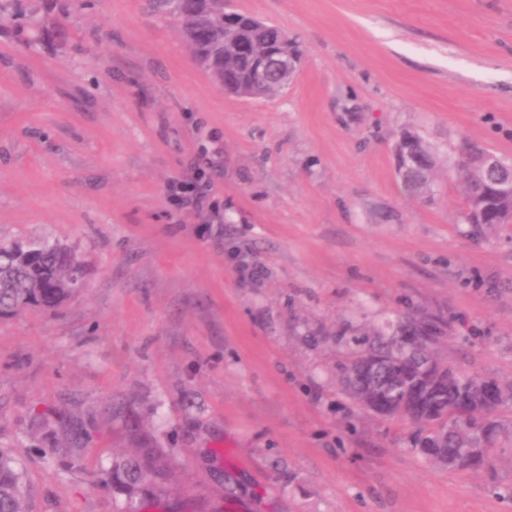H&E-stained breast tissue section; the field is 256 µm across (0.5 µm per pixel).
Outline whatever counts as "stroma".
I'll use <instances>...</instances> for the list:
<instances>
[{
	"instance_id": "1",
	"label": "stroma",
	"mask_w": 512,
	"mask_h": 512,
	"mask_svg": "<svg viewBox=\"0 0 512 512\" xmlns=\"http://www.w3.org/2000/svg\"><path fill=\"white\" fill-rule=\"evenodd\" d=\"M232 6L303 52L276 96L226 93L147 0H83L61 33L59 0L6 4L46 25L0 29V243L57 240L91 270L58 311L0 319V448L29 512H113L92 476L123 446L116 402L161 425L171 512L223 507L215 455L233 512H512V446L479 474L435 468L336 377L348 330L411 305L464 320L442 360L512 379V224L471 234L448 178L465 140L512 159V0ZM404 130L437 149L431 198L397 181ZM211 133L218 238L168 196ZM43 413L90 431L78 467L41 455Z\"/></svg>"
}]
</instances>
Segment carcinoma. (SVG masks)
<instances>
[{
    "instance_id": "1",
    "label": "carcinoma",
    "mask_w": 512,
    "mask_h": 512,
    "mask_svg": "<svg viewBox=\"0 0 512 512\" xmlns=\"http://www.w3.org/2000/svg\"><path fill=\"white\" fill-rule=\"evenodd\" d=\"M155 14L174 17L196 64L224 90L248 91L269 98L284 89L271 74L253 80L257 60L249 52L224 56V30H233L239 42L253 48L285 46L288 34L278 26L235 12L224 15V0H150ZM406 154L397 176L407 191L424 197L432 191L436 170L432 147L420 136L399 145ZM484 150L467 145L448 161V176L462 186L468 204L467 223L482 234L509 223L512 202L498 188L512 182V166L490 173L472 164ZM88 268L78 254L59 241L43 239L0 244V318L39 308L58 310L86 285ZM455 319L442 312L409 307L378 328L355 332L362 349L339 365L341 382L354 405L418 427L413 447L430 464L455 473H476L490 468L506 440L512 441V418L499 411L512 408V381L502 382L442 361L434 346L451 332ZM423 336V341H406ZM38 430L49 440L45 453L71 456L79 463L83 445L82 423L68 424L67 441L59 443L62 422L42 417ZM125 448L112 453L109 478L112 494L121 497L118 512H160L177 481L176 465L157 438L140 426L125 430ZM0 512H28L22 473L14 458L0 449Z\"/></svg>"
}]
</instances>
